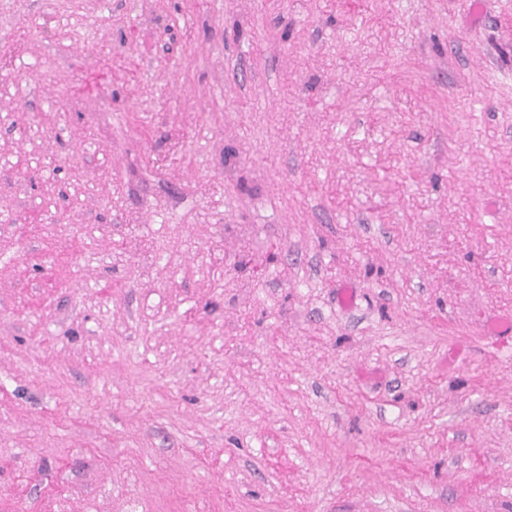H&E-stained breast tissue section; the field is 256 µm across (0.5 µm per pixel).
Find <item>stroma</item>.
Returning a JSON list of instances; mask_svg holds the SVG:
<instances>
[{
    "mask_svg": "<svg viewBox=\"0 0 512 512\" xmlns=\"http://www.w3.org/2000/svg\"><path fill=\"white\" fill-rule=\"evenodd\" d=\"M506 319L512 0H0V512H512Z\"/></svg>",
    "mask_w": 512,
    "mask_h": 512,
    "instance_id": "1",
    "label": "stroma"
}]
</instances>
